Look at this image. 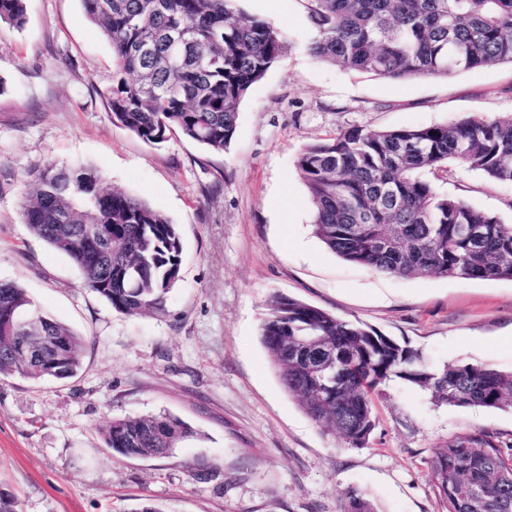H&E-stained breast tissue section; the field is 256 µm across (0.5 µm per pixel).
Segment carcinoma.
I'll return each instance as SVG.
<instances>
[{"label": "carcinoma", "mask_w": 512, "mask_h": 512, "mask_svg": "<svg viewBox=\"0 0 512 512\" xmlns=\"http://www.w3.org/2000/svg\"><path fill=\"white\" fill-rule=\"evenodd\" d=\"M235 0H82L112 49L105 93L113 122L160 144L177 129L222 153L252 85L295 46L276 24L241 15ZM315 58L394 80L512 64V0H311ZM21 28L24 0H0V24ZM453 161L512 185V119L468 117L442 125L372 130L351 126L306 146L296 165L312 204L314 234L333 253L396 277L512 279V224L421 177ZM33 235L65 254L89 290L127 316L163 307L179 281V226L145 201L102 186L85 166L33 175L21 212ZM108 229L104 240L100 228ZM29 340L33 352L18 344ZM288 394L350 447L376 428L372 394L400 380L434 402L512 407V372L484 365L434 367L365 324L301 300L274 296L260 325ZM84 340L38 310L25 291L0 284V377L71 378ZM192 433L166 414L114 419L107 447L127 458L165 456ZM446 512H512V453L475 429L430 460ZM340 512H377L354 492Z\"/></svg>", "instance_id": "carcinoma-1"}]
</instances>
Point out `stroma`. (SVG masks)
<instances>
[{
	"instance_id": "stroma-1",
	"label": "stroma",
	"mask_w": 512,
	"mask_h": 512,
	"mask_svg": "<svg viewBox=\"0 0 512 512\" xmlns=\"http://www.w3.org/2000/svg\"><path fill=\"white\" fill-rule=\"evenodd\" d=\"M236 6L314 35L311 0ZM0 79V281L85 342L73 378H0V492L19 512H134L147 500L163 512H339L353 490L378 512H445L434 451L475 429L512 442V409L437 405L394 381L373 399L368 443L341 445L284 389L259 337L267 301L282 295L369 325L430 365L512 372V279L393 277L343 260L314 236L296 167L304 146L351 126L510 118L511 64L391 80L296 49L242 99L221 153L178 132L152 145L113 123L112 50L81 0H26L22 29L0 24ZM79 163L179 225L181 280L162 311L115 312L23 224L29 175ZM424 177L512 224V185L453 163ZM159 414L193 430L169 456L106 448L107 422ZM202 467L211 478H196Z\"/></svg>"
}]
</instances>
